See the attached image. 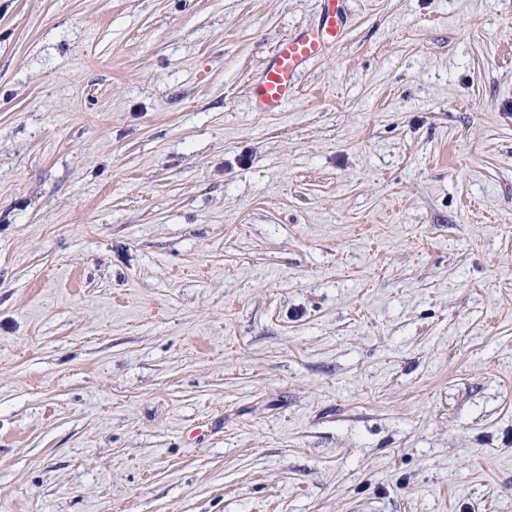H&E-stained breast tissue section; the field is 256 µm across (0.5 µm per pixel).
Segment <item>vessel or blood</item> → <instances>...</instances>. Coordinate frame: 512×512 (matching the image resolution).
<instances>
[{"mask_svg": "<svg viewBox=\"0 0 512 512\" xmlns=\"http://www.w3.org/2000/svg\"><path fill=\"white\" fill-rule=\"evenodd\" d=\"M342 0H321L320 20L313 29L282 38L273 59L251 85L255 111L278 112L297 92L306 64L334 47L343 28Z\"/></svg>", "mask_w": 512, "mask_h": 512, "instance_id": "vessel-or-blood-1", "label": "vessel or blood"}]
</instances>
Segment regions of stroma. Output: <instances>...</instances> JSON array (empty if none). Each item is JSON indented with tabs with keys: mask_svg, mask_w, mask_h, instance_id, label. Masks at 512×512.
Returning <instances> with one entry per match:
<instances>
[{
	"mask_svg": "<svg viewBox=\"0 0 512 512\" xmlns=\"http://www.w3.org/2000/svg\"><path fill=\"white\" fill-rule=\"evenodd\" d=\"M0 0V512H512V0ZM320 20L313 29L282 38L273 59L251 85L255 111L279 112L297 92V79L306 64L334 47L343 28V0H320Z\"/></svg>",
	"mask_w": 512,
	"mask_h": 512,
	"instance_id": "obj_1",
	"label": "stroma"
}]
</instances>
